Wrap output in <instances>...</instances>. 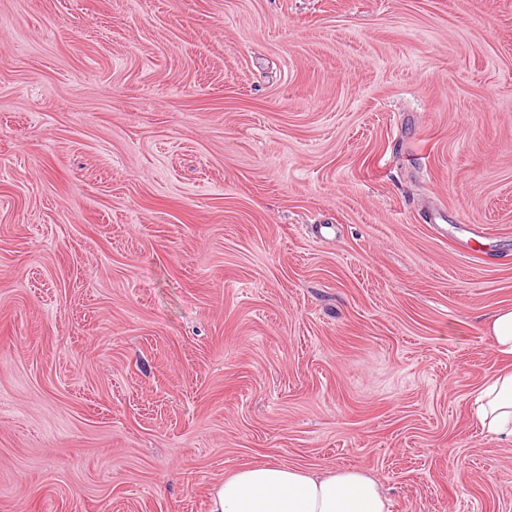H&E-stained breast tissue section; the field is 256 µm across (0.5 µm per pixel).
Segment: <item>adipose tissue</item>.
<instances>
[{"mask_svg": "<svg viewBox=\"0 0 512 512\" xmlns=\"http://www.w3.org/2000/svg\"><path fill=\"white\" fill-rule=\"evenodd\" d=\"M485 327L509 366L479 389L478 417L489 434L512 443V308L489 315ZM209 512H389V505L377 482L362 472L317 477L266 461L226 475L210 494Z\"/></svg>", "mask_w": 512, "mask_h": 512, "instance_id": "1", "label": "adipose tissue"}]
</instances>
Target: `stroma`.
Segmentation results:
<instances>
[{
	"label": "stroma",
	"instance_id": "obj_1",
	"mask_svg": "<svg viewBox=\"0 0 512 512\" xmlns=\"http://www.w3.org/2000/svg\"><path fill=\"white\" fill-rule=\"evenodd\" d=\"M502 308L512 0H0V512H512ZM485 327L497 354L512 363V308L499 309L489 315ZM477 394L482 428L496 439L512 443V369L498 371ZM370 476L353 470L313 476L277 462L246 465L210 494L209 512H389Z\"/></svg>",
	"mask_w": 512,
	"mask_h": 512
}]
</instances>
